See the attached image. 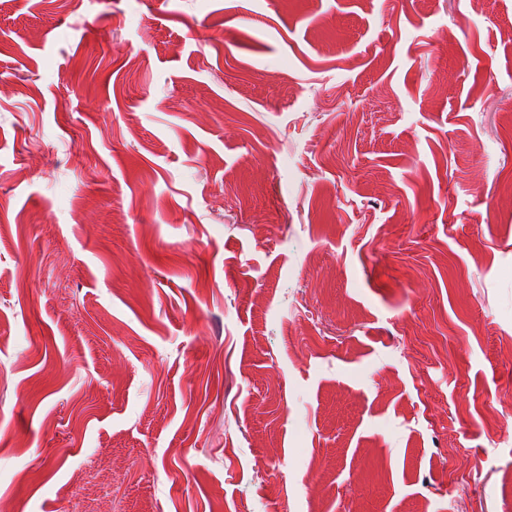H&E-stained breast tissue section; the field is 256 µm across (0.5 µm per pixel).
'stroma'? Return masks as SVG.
<instances>
[{"label": "stroma", "mask_w": 512, "mask_h": 512, "mask_svg": "<svg viewBox=\"0 0 512 512\" xmlns=\"http://www.w3.org/2000/svg\"><path fill=\"white\" fill-rule=\"evenodd\" d=\"M512 0L0 8V512H512Z\"/></svg>", "instance_id": "obj_1"}]
</instances>
